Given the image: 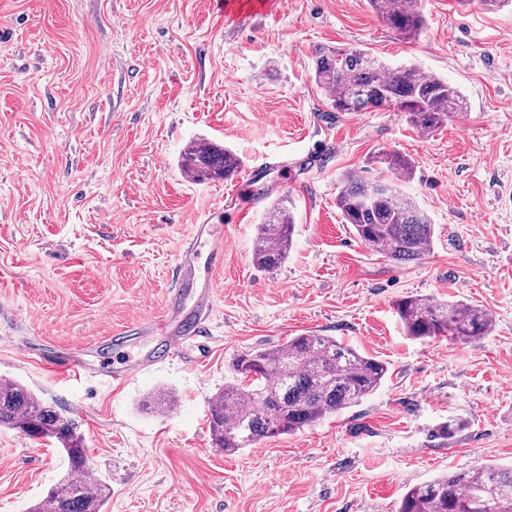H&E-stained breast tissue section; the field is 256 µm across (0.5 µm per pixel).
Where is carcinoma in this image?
I'll use <instances>...</instances> for the list:
<instances>
[{
	"instance_id": "1",
	"label": "carcinoma",
	"mask_w": 512,
	"mask_h": 512,
	"mask_svg": "<svg viewBox=\"0 0 512 512\" xmlns=\"http://www.w3.org/2000/svg\"><path fill=\"white\" fill-rule=\"evenodd\" d=\"M373 10L411 42L424 27L418 0H369ZM314 80L336 112L394 108L429 131L466 110L461 92L447 81L423 73L415 65L389 67L359 48H320ZM388 175L372 180L346 176L340 180L336 205L345 223L367 246L390 260L408 263L431 251L434 226L402 182L414 162L393 152L372 157ZM240 168L230 149L213 143L188 147L182 170L195 180L229 179ZM294 218L284 200L271 204L257 227L253 260L263 269L288 258ZM396 311L408 336L417 340L448 338L472 342L487 336L492 318L487 310L463 300L436 301L408 295ZM236 381L224 386L209 406V428L215 447L233 454L255 448L265 439L297 433L361 404L383 383L388 366L332 336L304 333L269 348L238 355ZM0 427L18 429L34 438L53 440L66 453L70 471L28 512H103L110 488L102 480L87 481L84 436L77 420L47 405L15 380H0ZM399 512H512V467L479 464L411 488Z\"/></svg>"
}]
</instances>
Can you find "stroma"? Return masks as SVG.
<instances>
[{
    "instance_id": "obj_1",
    "label": "stroma",
    "mask_w": 512,
    "mask_h": 512,
    "mask_svg": "<svg viewBox=\"0 0 512 512\" xmlns=\"http://www.w3.org/2000/svg\"><path fill=\"white\" fill-rule=\"evenodd\" d=\"M403 42L368 0H276L233 20L210 0H0V379L75 416L104 512H398L439 475L512 463V7L419 0ZM358 47L457 87L467 110L427 132L405 113L332 111L315 85L318 47ZM214 142L256 169L193 181L183 150ZM399 152L406 191L435 226L410 263L362 243L336 184ZM288 201L292 250L268 271L253 241ZM226 225L202 357L104 377L160 345L134 330L160 317L198 216ZM406 295L463 299L492 315L482 340L408 337ZM304 332L387 362L361 405L235 455L215 448L212 396L236 357ZM84 346L79 379L36 359ZM175 406L157 413V392ZM451 418L452 439L432 432ZM69 469L43 440L0 428V512H27Z\"/></svg>"
}]
</instances>
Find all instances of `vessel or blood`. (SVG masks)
I'll return each instance as SVG.
<instances>
[{
  "instance_id": "b4317fda",
  "label": "vessel or blood",
  "mask_w": 512,
  "mask_h": 512,
  "mask_svg": "<svg viewBox=\"0 0 512 512\" xmlns=\"http://www.w3.org/2000/svg\"><path fill=\"white\" fill-rule=\"evenodd\" d=\"M212 6L217 12L238 19L268 9L266 0H212ZM223 265L222 232L209 222H201L179 255L177 280L168 294L163 314L143 329L144 334L163 337L162 350L124 361L113 371V383H123L160 362L189 357L206 331L207 314L217 286L214 272ZM38 358L44 365L69 377H78L85 372L83 350L79 347L57 351L46 349L39 352Z\"/></svg>"
}]
</instances>
